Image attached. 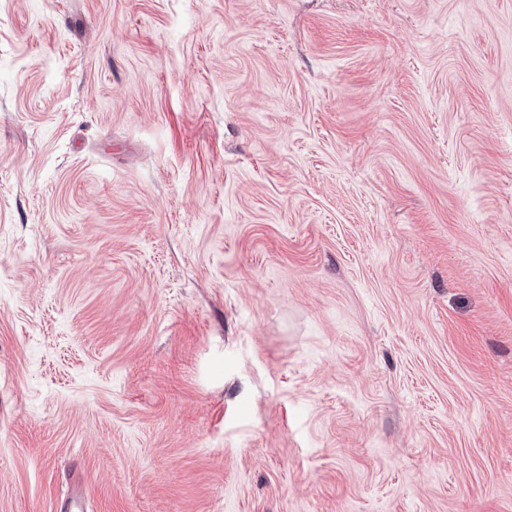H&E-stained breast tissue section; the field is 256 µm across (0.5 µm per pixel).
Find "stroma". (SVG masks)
Wrapping results in <instances>:
<instances>
[{
    "label": "stroma",
    "mask_w": 512,
    "mask_h": 512,
    "mask_svg": "<svg viewBox=\"0 0 512 512\" xmlns=\"http://www.w3.org/2000/svg\"><path fill=\"white\" fill-rule=\"evenodd\" d=\"M512 512V0H0V512Z\"/></svg>",
    "instance_id": "35a3bbf8"
}]
</instances>
